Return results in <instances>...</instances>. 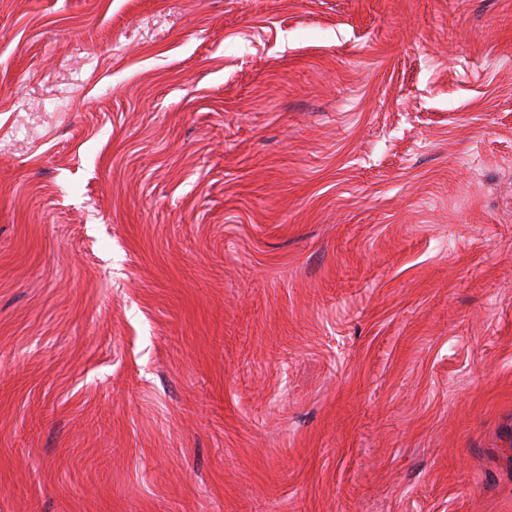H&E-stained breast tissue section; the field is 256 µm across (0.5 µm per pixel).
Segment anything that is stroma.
<instances>
[{
    "label": "stroma",
    "mask_w": 512,
    "mask_h": 512,
    "mask_svg": "<svg viewBox=\"0 0 512 512\" xmlns=\"http://www.w3.org/2000/svg\"><path fill=\"white\" fill-rule=\"evenodd\" d=\"M0 512H512V0H0Z\"/></svg>",
    "instance_id": "1"
}]
</instances>
